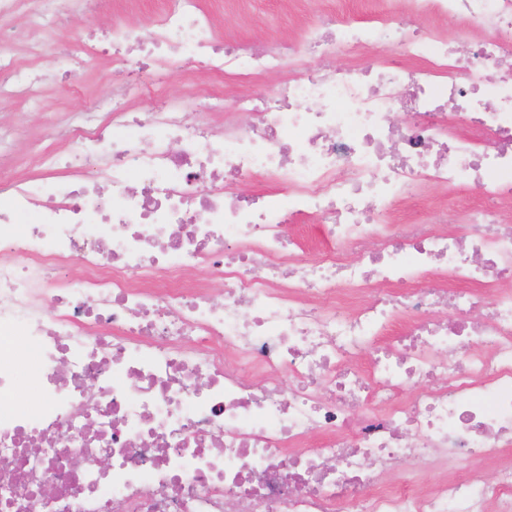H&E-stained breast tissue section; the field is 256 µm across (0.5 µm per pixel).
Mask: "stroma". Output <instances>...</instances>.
Listing matches in <instances>:
<instances>
[{
  "label": "stroma",
  "instance_id": "1",
  "mask_svg": "<svg viewBox=\"0 0 512 512\" xmlns=\"http://www.w3.org/2000/svg\"><path fill=\"white\" fill-rule=\"evenodd\" d=\"M164 0H100L88 13L60 16L47 14L44 19L46 49L36 60L30 59L23 46H16L17 66L0 69V128L10 132L13 152L0 165V185L15 180L30 170L37 152L44 148L66 153L62 139L50 137L46 122L49 113L67 117L81 111L89 102H112V57L104 55L86 61L84 66L72 60L74 41L121 21H135L155 16ZM211 14L219 38L252 43L295 38L315 8H322L337 20L364 18L381 13L383 0H203ZM41 78L37 94L27 89L29 75ZM279 80L270 75L253 84L233 79L204 77L187 86L181 77L171 78L164 91L170 96L193 92L206 105L215 127L225 121H238L229 99L241 93L263 91Z\"/></svg>",
  "mask_w": 512,
  "mask_h": 512
}]
</instances>
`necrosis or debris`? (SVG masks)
<instances>
[{"label":"necrosis or debris","instance_id":"obj_1","mask_svg":"<svg viewBox=\"0 0 512 512\" xmlns=\"http://www.w3.org/2000/svg\"><path fill=\"white\" fill-rule=\"evenodd\" d=\"M90 4L0 19L38 58L45 12ZM425 17L477 29L482 68ZM148 26L113 28L112 107L55 129L68 157L0 189V512H512V0H389L260 51L197 0ZM191 61L282 79L219 129L161 91ZM433 189L476 200L417 209Z\"/></svg>","mask_w":512,"mask_h":512}]
</instances>
